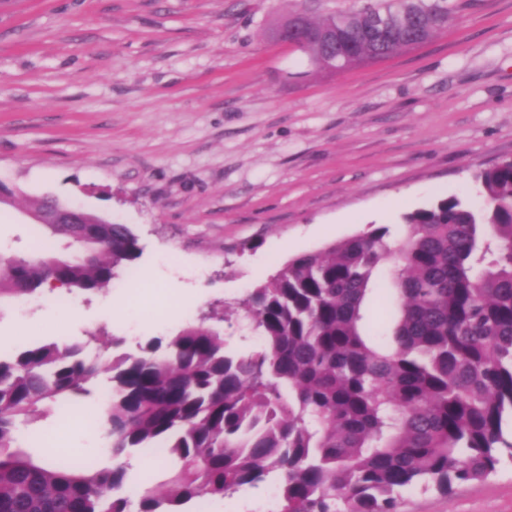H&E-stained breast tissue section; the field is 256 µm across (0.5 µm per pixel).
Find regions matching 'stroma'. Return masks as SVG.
Listing matches in <instances>:
<instances>
[{"label": "stroma", "instance_id": "1", "mask_svg": "<svg viewBox=\"0 0 512 512\" xmlns=\"http://www.w3.org/2000/svg\"><path fill=\"white\" fill-rule=\"evenodd\" d=\"M457 20L418 47L329 73L277 43L288 15L362 0H0V255H26L49 198L128 225L140 253L109 287L55 315L0 306V354L18 338H152L209 322L258 349L237 302L289 258L453 195L479 201V169L512 158V0H450ZM192 308L183 316L181 308ZM100 375L69 414L26 428L24 451L112 458L89 425ZM271 482L208 512H274ZM401 512H512V453L494 474Z\"/></svg>", "mask_w": 512, "mask_h": 512}]
</instances>
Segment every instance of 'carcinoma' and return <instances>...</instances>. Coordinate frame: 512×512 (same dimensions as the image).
I'll list each match as a JSON object with an SVG mask.
<instances>
[{"label":"carcinoma","mask_w":512,"mask_h":512,"mask_svg":"<svg viewBox=\"0 0 512 512\" xmlns=\"http://www.w3.org/2000/svg\"><path fill=\"white\" fill-rule=\"evenodd\" d=\"M390 28L374 31L379 13ZM455 20L448 0H376L304 17L301 51L344 71L423 44ZM336 24V40L313 34ZM484 203L451 196L402 216L389 241L375 227L297 255L242 299L250 355L190 324L139 354L104 359L88 344L32 342L0 357V512H192L272 478L277 512H400L412 486L448 493L497 470L512 417V162L474 175ZM79 255L33 254L0 267V301L56 281L71 291L108 286L138 256L126 224L80 241L45 227ZM394 262L398 315L380 346L365 307L381 265ZM102 372L109 468L71 457L36 460L19 430L77 402ZM161 448L170 470L159 492L129 490L126 462Z\"/></svg>","instance_id":"carcinoma-1"}]
</instances>
